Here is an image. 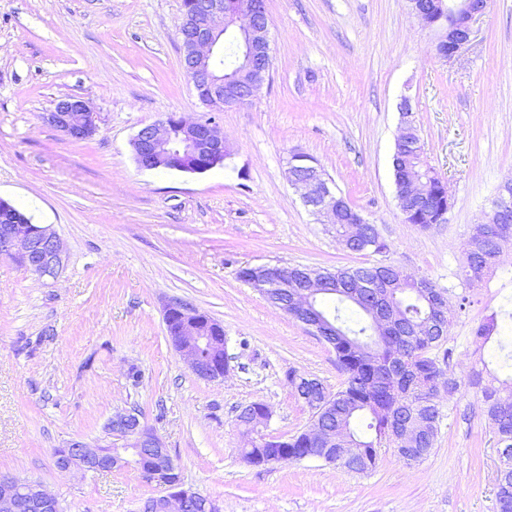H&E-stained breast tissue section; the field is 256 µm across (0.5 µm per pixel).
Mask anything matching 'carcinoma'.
Listing matches in <instances>:
<instances>
[{
	"instance_id": "obj_1",
	"label": "carcinoma",
	"mask_w": 512,
	"mask_h": 512,
	"mask_svg": "<svg viewBox=\"0 0 512 512\" xmlns=\"http://www.w3.org/2000/svg\"><path fill=\"white\" fill-rule=\"evenodd\" d=\"M394 183L402 170L414 167L429 184L435 210L416 204H402L405 223L427 230L437 224L436 210L446 206L439 182L423 166L422 156L411 145L392 162ZM512 247L508 239L490 229L476 228L463 266L464 280L483 279L494 267L499 254ZM388 249L375 224L364 225L361 238L349 243L356 253H381ZM333 291L317 297L316 307L335 327L323 336L346 374L342 389L331 393L312 383L288 384L298 398L309 404L326 401L313 412V422L345 438V453L340 465L356 473L376 466L382 447H402L401 436L418 423L426 431L415 439V446L399 456L407 465L423 460L436 443L442 412L440 394L453 396L459 384L452 373L442 369L432 351L447 339V333H432L433 292L447 293L429 279H417L395 264L338 268ZM469 385L480 394L491 423L497 447L512 448V398L503 395L508 380H501L489 368L472 371ZM287 445L292 453L304 457L310 443L301 436L270 439L269 447Z\"/></svg>"
}]
</instances>
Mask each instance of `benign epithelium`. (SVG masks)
I'll use <instances>...</instances> for the list:
<instances>
[{
  "label": "benign epithelium",
  "instance_id": "1",
  "mask_svg": "<svg viewBox=\"0 0 512 512\" xmlns=\"http://www.w3.org/2000/svg\"><path fill=\"white\" fill-rule=\"evenodd\" d=\"M411 13L433 26L437 16L452 13L451 20L438 31V52L443 59L457 55L470 41L472 23L487 13V0H408ZM239 27L243 42L231 62L232 75L224 76V35ZM270 19L266 0H184L182 18L177 28L182 56L181 67L199 101L214 111L238 107L252 101L269 79ZM400 133L396 142H420L411 119L409 99L399 105ZM43 120L65 138L83 140L96 129L90 108L79 96H66L43 115ZM134 156L144 170H174L204 173L224 162L228 150L224 135L212 120H190L175 113L143 126L132 139ZM291 184L301 191L303 203L320 224L340 222L345 198L329 184L316 160L303 153L288 159ZM406 193L418 201L427 200V185L420 173L405 177ZM512 222V180L504 183L490 208L478 224ZM0 255L13 260L40 278L55 279L62 271L66 252L60 238L47 225L24 224L17 213L0 203ZM271 264L248 265L238 272L240 279L261 296L268 297L279 287ZM326 287L324 280L303 277L295 283L291 316L313 333L323 335L326 323L313 309L316 289ZM177 318L176 351L198 377L221 381L228 373V354L224 352V328L207 314L180 302L167 306L165 322ZM271 418L266 404L248 412L246 434L262 437L257 427ZM110 441L105 446L71 439L54 451L59 472L101 473L137 465L160 489L156 499L164 512H189L190 505L200 504L204 512H221L216 500L183 487L181 472L155 431L140 420L134 410L117 411L106 423ZM331 452L308 454L329 461L336 455L334 441L320 429L306 431ZM0 512H60L58 499L40 483L13 477L0 478Z\"/></svg>",
  "mask_w": 512,
  "mask_h": 512
}]
</instances>
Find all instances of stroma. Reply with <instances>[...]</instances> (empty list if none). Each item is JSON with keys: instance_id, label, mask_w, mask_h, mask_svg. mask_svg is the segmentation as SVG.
Instances as JSON below:
<instances>
[{"instance_id": "1", "label": "stroma", "mask_w": 512, "mask_h": 512, "mask_svg": "<svg viewBox=\"0 0 512 512\" xmlns=\"http://www.w3.org/2000/svg\"><path fill=\"white\" fill-rule=\"evenodd\" d=\"M267 10L269 83L214 113L180 66L182 0H0V198L50 226L67 254L54 280L0 256V475L41 482L62 512H141L160 490L137 469L65 476L54 458L69 439L97 442L115 411L132 408L185 487L222 512H496L499 452L466 382L495 360V342L475 330L512 312V255L480 282L460 273L474 223L512 179V0H494L449 60L406 0H267ZM65 95L88 102L91 137L43 121ZM405 97L423 159L455 198L428 230L404 223L395 198L389 160ZM170 113L215 121L231 157L201 174L138 168L134 135ZM297 152L377 225L387 251H349L315 222L288 181ZM390 263L470 299L443 345L464 387L441 400L430 454L408 465L384 448L364 474L246 463L242 407L267 404L265 434L287 439L312 417L289 372L332 392L345 376L333 349L239 269ZM176 301L223 324L224 381L198 377L176 352L165 322Z\"/></svg>"}]
</instances>
